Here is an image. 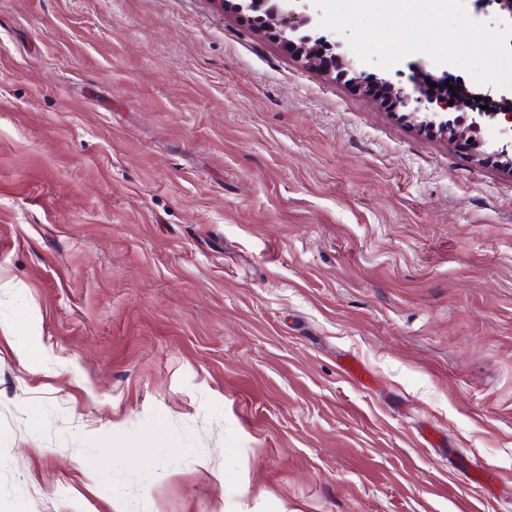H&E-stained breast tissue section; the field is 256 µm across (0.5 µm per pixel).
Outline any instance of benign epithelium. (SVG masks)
<instances>
[{
    "label": "benign epithelium",
    "mask_w": 512,
    "mask_h": 512,
    "mask_svg": "<svg viewBox=\"0 0 512 512\" xmlns=\"http://www.w3.org/2000/svg\"><path fill=\"white\" fill-rule=\"evenodd\" d=\"M310 0H293L286 8H267L265 0H247L241 8L251 11L264 10L258 20L267 23L274 21L285 34L284 41L297 49V54L308 63H315L321 54L333 48L326 36L316 38L303 35L294 40L291 35L312 23L309 8ZM477 15L492 17L499 24L512 25V0H465ZM421 76L428 79L435 75L421 71ZM419 76V77H421ZM441 76L454 82L458 91L450 96L433 98L426 95L419 84V77L411 74L407 83L397 85L389 82L387 86L397 100V107L409 113L418 120L419 127L429 133H436L450 140L460 142L467 138L472 140L475 147L481 145L477 139L480 132V122L486 118L496 121L498 130L492 157L507 165L512 170V98L505 92L488 87L479 93L471 92L462 85L461 79L448 71H441ZM489 109L484 110L482 106Z\"/></svg>",
    "instance_id": "7a95c632"
}]
</instances>
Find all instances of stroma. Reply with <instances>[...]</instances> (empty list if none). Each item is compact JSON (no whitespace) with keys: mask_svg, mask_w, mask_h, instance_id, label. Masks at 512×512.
I'll use <instances>...</instances> for the list:
<instances>
[{"mask_svg":"<svg viewBox=\"0 0 512 512\" xmlns=\"http://www.w3.org/2000/svg\"><path fill=\"white\" fill-rule=\"evenodd\" d=\"M238 2L0 0V512H512V171Z\"/></svg>","mask_w":512,"mask_h":512,"instance_id":"obj_1","label":"stroma"}]
</instances>
